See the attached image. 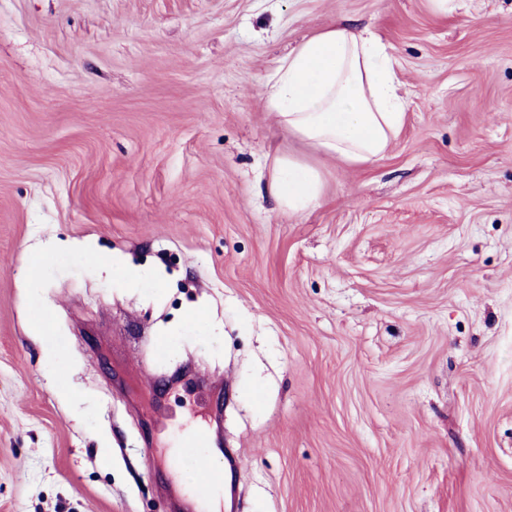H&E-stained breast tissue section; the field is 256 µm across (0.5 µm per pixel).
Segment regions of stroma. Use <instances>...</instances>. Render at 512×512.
<instances>
[{"label":"stroma","mask_w":512,"mask_h":512,"mask_svg":"<svg viewBox=\"0 0 512 512\" xmlns=\"http://www.w3.org/2000/svg\"><path fill=\"white\" fill-rule=\"evenodd\" d=\"M333 23L397 61L369 166L262 106ZM203 421L207 512H512V0H0V512L187 507ZM270 189L281 206L294 214L318 207L324 196L319 169L291 155L279 161ZM201 473L206 474L211 479L213 486L211 496L214 497V494L220 488L222 483L224 485V469L223 465L218 460L212 458L211 453L207 450L200 451L199 461L196 468L189 472L185 479L188 482H193L197 480Z\"/></svg>","instance_id":"35a3bbf8"}]
</instances>
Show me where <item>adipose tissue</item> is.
<instances>
[{"label": "adipose tissue", "instance_id": "ef3b65f1", "mask_svg": "<svg viewBox=\"0 0 512 512\" xmlns=\"http://www.w3.org/2000/svg\"><path fill=\"white\" fill-rule=\"evenodd\" d=\"M264 106L288 136L364 165L382 158L399 134L406 101L386 45L370 31L333 24L281 60ZM270 189L294 214L318 207L324 196L319 169L293 156L281 158Z\"/></svg>", "mask_w": 512, "mask_h": 512}]
</instances>
